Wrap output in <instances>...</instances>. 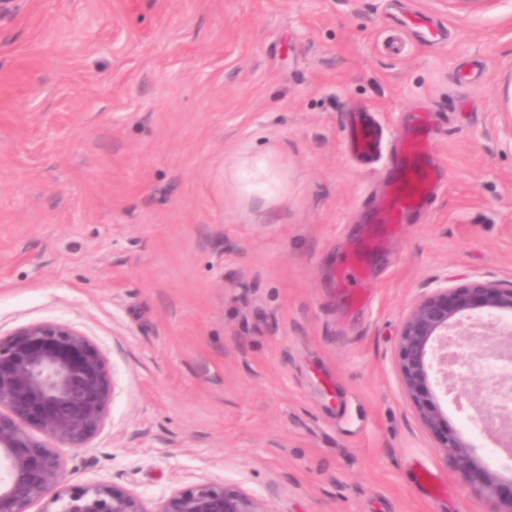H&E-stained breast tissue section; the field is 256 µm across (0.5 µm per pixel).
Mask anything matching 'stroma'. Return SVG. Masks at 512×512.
<instances>
[{"label": "stroma", "mask_w": 512, "mask_h": 512, "mask_svg": "<svg viewBox=\"0 0 512 512\" xmlns=\"http://www.w3.org/2000/svg\"><path fill=\"white\" fill-rule=\"evenodd\" d=\"M22 0L0 17V331L70 323L104 354L103 428L68 486L159 512L226 482L268 512H480L406 396L412 305L512 283V0ZM395 139L436 117L447 188L342 262L391 165L348 153L350 111ZM262 166V192L238 172ZM444 408L501 475L512 451ZM408 27L414 37L425 42H435L444 36L435 21L426 16L414 15L408 19ZM341 276L353 301L357 304L364 302L368 296V288H365L367 275L357 254L350 255L345 267L341 270Z\"/></svg>", "instance_id": "obj_1"}]
</instances>
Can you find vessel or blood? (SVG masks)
Segmentation results:
<instances>
[{
	"label": "vessel or blood",
	"instance_id": "b4317fda",
	"mask_svg": "<svg viewBox=\"0 0 512 512\" xmlns=\"http://www.w3.org/2000/svg\"><path fill=\"white\" fill-rule=\"evenodd\" d=\"M408 27L419 40L435 42L443 37L442 30L432 18L413 16ZM432 119L419 114L408 123L393 157L392 181L385 196L373 207V220L379 224L398 225L426 206L441 183L438 167L429 153L427 130ZM382 129L372 110L357 109L352 113L348 148L357 160H370L382 150ZM342 281L355 303L368 296L366 271L357 256H350L341 271Z\"/></svg>",
	"mask_w": 512,
	"mask_h": 512
}]
</instances>
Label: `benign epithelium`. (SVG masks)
<instances>
[{
    "instance_id": "1",
    "label": "benign epithelium",
    "mask_w": 512,
    "mask_h": 512,
    "mask_svg": "<svg viewBox=\"0 0 512 512\" xmlns=\"http://www.w3.org/2000/svg\"><path fill=\"white\" fill-rule=\"evenodd\" d=\"M512 312V284L474 282L423 297L403 322L397 365L403 388L425 428L471 494L512 512V477L502 478L448 422L443 408L455 389L479 409L478 420L500 438L512 431V402L481 409L484 387L453 366L458 350L494 335L481 358L512 372V333L495 329ZM112 397L107 361L73 325L36 321L0 333V512H148L143 501L114 484L65 489L61 448L80 449L103 427ZM159 512H267L257 497L229 483L209 482L171 493Z\"/></svg>"
}]
</instances>
